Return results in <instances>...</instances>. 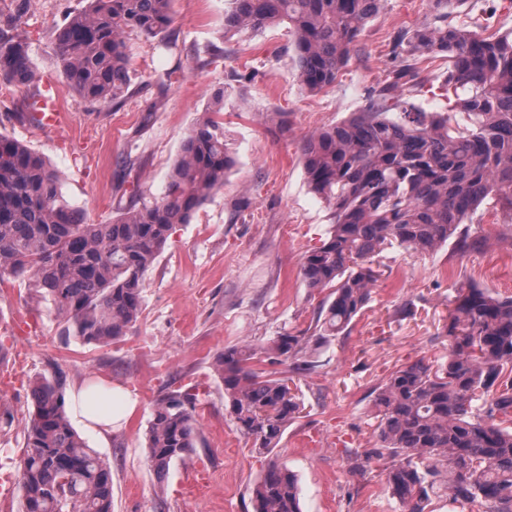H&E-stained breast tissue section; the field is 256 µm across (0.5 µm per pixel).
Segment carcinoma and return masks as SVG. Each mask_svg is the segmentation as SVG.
Listing matches in <instances>:
<instances>
[{"instance_id":"obj_1","label":"carcinoma","mask_w":512,"mask_h":512,"mask_svg":"<svg viewBox=\"0 0 512 512\" xmlns=\"http://www.w3.org/2000/svg\"><path fill=\"white\" fill-rule=\"evenodd\" d=\"M173 0H88L57 29L63 73L90 101L119 104L131 86L126 35L164 33ZM430 18L394 37L401 60L366 109L322 127L302 144L309 189L332 211L329 237L305 256L310 288H330L315 337L344 331L369 303L372 256L393 243L427 253L455 237L488 199L512 218V29L496 11L467 20L433 0ZM382 0H232L224 34L275 23L293 36L301 89L317 94L336 82L351 47ZM448 59L428 92L448 112L428 113L400 87L419 79L418 64ZM0 78L32 80L26 43L0 28ZM467 123L451 124L450 114ZM232 164L224 127L210 118L191 130L171 180L151 204L134 205L108 224H89L62 199L60 175L22 142L0 136V274L29 278L75 336L107 344L125 334L141 310L143 277L177 224H187ZM448 360L403 365L374 390L386 486L404 512H430L448 492L454 502L480 500L485 512H512V296L482 288L460 293L443 326ZM308 336H280L264 350L275 363L297 356ZM257 351L230 348L218 359L231 414L253 447L266 453L301 411L288 380L248 365ZM57 369L32 386L33 411L18 464L23 512H112V472L72 427ZM196 403L172 392L157 402L148 455L158 476L196 448ZM256 512H301L296 476L269 460L252 489Z\"/></svg>"}]
</instances>
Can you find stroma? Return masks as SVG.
<instances>
[{"mask_svg":"<svg viewBox=\"0 0 512 512\" xmlns=\"http://www.w3.org/2000/svg\"><path fill=\"white\" fill-rule=\"evenodd\" d=\"M88 0H0V24L27 45L35 81L0 80V134L23 141L61 174L63 198L96 224L132 203L162 196L186 135L216 94L235 163L187 224L176 225L144 275L141 312L124 336L94 345L65 331L53 305L31 282L0 277V503L22 512L16 465L24 451L34 380L61 368L67 390L92 380L135 399L107 438L80 436L112 471V512H254L251 488L269 460L298 478L302 512H404L385 483L374 390L401 365L446 359L440 330L451 302L470 287L512 295V219L483 204L465 230L471 245L449 241L418 254L398 246L373 257L371 299L342 334L308 343L314 371L259 367L289 375L304 403L272 453L253 448L236 427L217 372L224 349L265 348L314 327L326 293L307 286L301 264L331 227L326 202L309 189L301 146L317 129L363 111L393 68L395 32L427 20L429 0H385L353 44L336 82L301 91L292 36L274 24L225 37L231 0H174L166 33L126 37L131 86L120 105L82 98L67 82L53 39ZM54 84L68 122L42 129L29 102ZM288 117L280 133L273 113ZM410 315L399 316L401 306ZM197 398L195 451L158 477L147 434L158 399L172 391Z\"/></svg>","mask_w":512,"mask_h":512,"instance_id":"obj_1","label":"stroma"}]
</instances>
